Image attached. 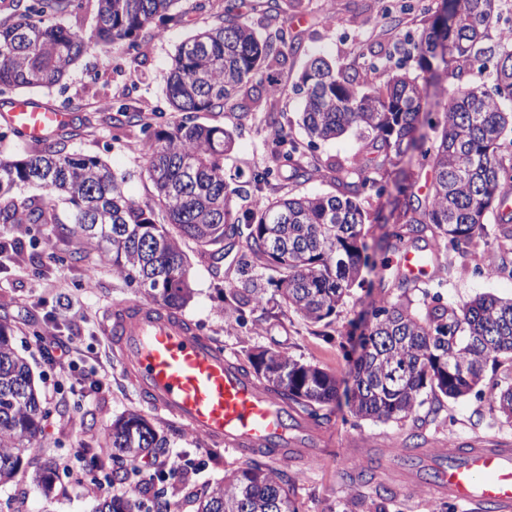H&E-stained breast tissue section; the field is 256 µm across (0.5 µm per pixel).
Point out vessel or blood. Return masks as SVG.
Instances as JSON below:
<instances>
[{
  "label": "vessel or blood",
  "mask_w": 512,
  "mask_h": 512,
  "mask_svg": "<svg viewBox=\"0 0 512 512\" xmlns=\"http://www.w3.org/2000/svg\"><path fill=\"white\" fill-rule=\"evenodd\" d=\"M70 120L69 113L27 99L0 113L1 124L18 128L31 142L52 138ZM392 262L410 279L428 271L415 248H401ZM106 321L119 364L140 398L189 433L238 451L295 448L307 441L305 424L289 418L281 402L243 373L221 344L200 335L186 319L157 304L125 302L110 307ZM447 454L444 448L433 453L442 462L436 492L477 512H512V448H468L457 464L446 463Z\"/></svg>",
  "instance_id": "b4317fda"
}]
</instances>
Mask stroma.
Returning <instances> with one entry per match:
<instances>
[{
	"label": "stroma",
	"instance_id": "35a3bbf8",
	"mask_svg": "<svg viewBox=\"0 0 512 512\" xmlns=\"http://www.w3.org/2000/svg\"><path fill=\"white\" fill-rule=\"evenodd\" d=\"M404 2L303 0L301 8L289 10L288 21L297 40L280 70L283 90L274 96L271 108L245 118L230 108L196 115L197 122L233 131L235 145L226 166L249 172L272 165L267 141L274 129L281 127L302 137L301 99L295 87L313 55H323L339 68L359 67L368 50L389 49L406 36L421 33L429 24V13L421 6L405 9ZM385 3L390 4L393 19L382 17ZM175 9L183 14L181 23L169 27L162 38L142 33L137 52L99 46L71 67L63 86L15 93L16 98H32L71 113L79 134L69 142V149L100 158L110 171L124 176L128 195L143 206L153 205L154 188L140 151L142 134L136 126H115L114 103L131 96L144 123L155 129L171 127L176 121L165 96V75L180 42L209 26L212 14L186 11L181 2ZM331 14L337 22L329 27L324 19ZM0 240L8 244L0 253V315L7 317L15 348L30 364L46 411L33 453L15 480L0 487V512H93L100 497L94 479L101 470L90 462L87 451L105 447L113 420L127 413L150 419L167 439L169 455L179 459L186 472L182 478L156 481V489L163 494H143V512H157L161 500L169 503L171 512H193L187 487L201 489L222 481L245 456L187 434L179 424L150 409L126 378L107 338L104 315L123 301L148 302V295L113 270L110 254L89 248L66 234L61 225L0 224ZM504 246V240L492 234L460 257L457 274L438 290L442 301L463 302L487 293L511 299L512 277L486 278L476 273L477 267L498 260ZM183 249L194 296L182 314L202 335L222 344L232 357L245 359L255 347L284 351L335 373L340 381L339 396L326 407L322 421L321 445L329 449V456L319 463L290 459L277 465L289 478L299 512H347L353 499L358 502L356 512H438L442 496L430 491L416 470L399 458L386 461L374 481L351 484L339 467L342 448L353 441L361 443L365 462L379 459L390 446L408 447L414 433L425 436L433 448L448 441L457 448L512 445V424L493 415L486 396L445 400L436 416L423 406L400 422L352 416L348 400L361 322L369 318L372 302L396 296L391 282L365 274L363 284L353 287L327 328L311 325L288 310L274 291L264 307L246 310L236 320L224 314L222 290L243 278L244 243H225L224 258L218 263L201 254L192 241H185ZM77 252L82 260H74ZM51 334L74 338L78 364L102 377L104 390L89 387L76 394L60 386L58 369L38 352L40 338ZM48 456L62 470L47 499L32 483L31 474Z\"/></svg>",
	"mask_w": 512,
	"mask_h": 512
}]
</instances>
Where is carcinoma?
Listing matches in <instances>:
<instances>
[{
    "label": "carcinoma",
    "mask_w": 512,
    "mask_h": 512,
    "mask_svg": "<svg viewBox=\"0 0 512 512\" xmlns=\"http://www.w3.org/2000/svg\"><path fill=\"white\" fill-rule=\"evenodd\" d=\"M95 3V32L81 22ZM181 0H10L0 18V96L23 87L52 88L94 43L134 49L142 31L161 37L181 15ZM293 0H222L212 25L183 41L173 58L166 96L181 114L171 128L148 134L144 156L156 191V206L131 199L125 178L98 158L65 148H35L17 159L0 155V224H60L57 201L69 204L67 231L112 252V268L171 311L193 297L189 263L181 241L224 258V240H245L247 265L268 272L267 282L283 302L312 325H330L367 269L379 281L407 282L386 259L369 255L365 225L378 220L360 198L380 197L393 185V223L403 230L383 239L430 236L434 250L425 261L431 281L442 285L457 273L452 254L468 252L488 235L485 217L495 213L497 231L512 241V27L494 30L506 0H440L433 20L412 43L419 74L413 76L392 55L368 50V68L383 82L368 88L363 71L336 73L321 56L307 64L298 85L306 138L273 131L269 147L289 178L306 180L318 143L348 130L364 142L363 155L327 166L334 194L273 197L266 188L281 168L254 170L246 185L241 173L224 167L233 132L195 122L197 112H222L228 105L245 113L261 109L255 86L273 96L281 91L279 68L288 61L294 36L285 6ZM66 17V27L53 22ZM487 74L491 85L477 87L466 76ZM441 88L436 116L421 112L427 79ZM119 123L134 124L139 108L119 104ZM431 174L423 207L414 206L417 179H397L406 161ZM40 187L41 196L17 190ZM245 198V207L234 198ZM224 311L242 316L265 304L266 289L249 278L223 289ZM492 363L512 374V299L479 296L461 304L438 296L421 303L407 293L371 308L355 362L350 409L358 419L401 421L430 403L436 414L443 399L484 394V368ZM243 370L290 410L312 421L336 401L339 380L317 364L285 352L254 349ZM491 410L512 422V384L489 386ZM45 411L27 361L14 346L12 330L0 320V485L11 482L42 431ZM164 437L139 414L112 422L107 448L92 450V462L134 460ZM193 495L194 512H298L282 473L259 460L268 450ZM57 473L47 460L33 482L50 495ZM136 493L98 500L95 512H142Z\"/></svg>",
    "instance_id": "carcinoma-1"
}]
</instances>
